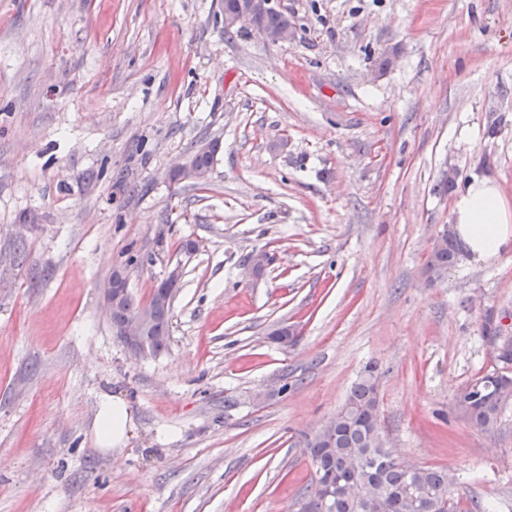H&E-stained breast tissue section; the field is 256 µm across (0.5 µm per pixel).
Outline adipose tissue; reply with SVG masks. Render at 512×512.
Segmentation results:
<instances>
[{
	"instance_id": "ef3b65f1",
	"label": "adipose tissue",
	"mask_w": 512,
	"mask_h": 512,
	"mask_svg": "<svg viewBox=\"0 0 512 512\" xmlns=\"http://www.w3.org/2000/svg\"><path fill=\"white\" fill-rule=\"evenodd\" d=\"M453 213V232L471 254L492 258L512 253V207L492 179L473 177L456 196ZM132 426L126 400L104 396L94 424L97 446L106 452L124 447Z\"/></svg>"
}]
</instances>
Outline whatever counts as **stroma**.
<instances>
[{
  "mask_svg": "<svg viewBox=\"0 0 512 512\" xmlns=\"http://www.w3.org/2000/svg\"><path fill=\"white\" fill-rule=\"evenodd\" d=\"M278 7L271 44L224 0H0V512H289L371 363L390 447L512 512V399L486 432L454 409L486 325L512 336V254L426 271L471 177L512 202V0ZM214 140L205 184L169 180ZM131 256L141 301L181 270L156 356L103 303ZM132 426L126 400L105 395L94 424L97 446L105 452L112 450V453L124 447L132 436Z\"/></svg>",
  "mask_w": 512,
  "mask_h": 512,
  "instance_id": "stroma-1",
  "label": "stroma"
}]
</instances>
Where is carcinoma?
Returning a JSON list of instances; mask_svg holds the SVG:
<instances>
[{"label":"carcinoma","mask_w":512,"mask_h":512,"mask_svg":"<svg viewBox=\"0 0 512 512\" xmlns=\"http://www.w3.org/2000/svg\"><path fill=\"white\" fill-rule=\"evenodd\" d=\"M261 27L273 36L292 23L288 15L276 10L263 16ZM457 258L458 248L448 229L432 248L428 271L438 274L453 266ZM155 300L154 293L145 305L132 297L125 304L107 308V313L115 329L131 310H152L144 354L156 356L168 348L170 310L155 305ZM378 381L377 366L367 365L336 411L334 427L306 440L303 451L311 459L314 473L297 502H305V512H364L361 503L347 493L348 488L361 485L379 499V512H440L442 503L448 505L446 512H464L452 495L448 473L431 466L413 469L380 443ZM474 387L483 391L482 397L474 400L466 391L455 399V410L468 423L491 430L512 397V377L494 369L476 377Z\"/></svg>","instance_id":"1"}]
</instances>
